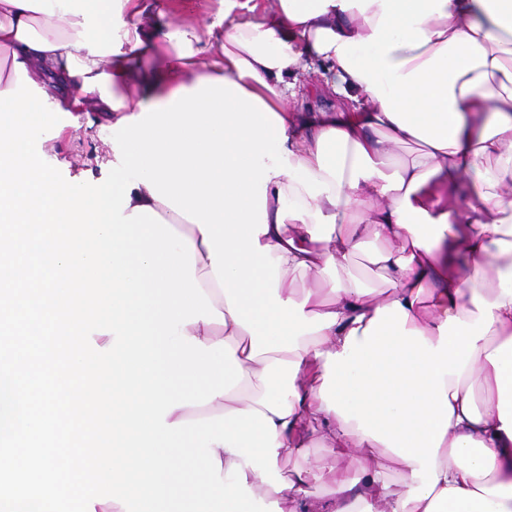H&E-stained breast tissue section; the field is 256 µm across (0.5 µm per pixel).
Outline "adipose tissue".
<instances>
[{
  "instance_id": "adipose-tissue-1",
  "label": "adipose tissue",
  "mask_w": 512,
  "mask_h": 512,
  "mask_svg": "<svg viewBox=\"0 0 512 512\" xmlns=\"http://www.w3.org/2000/svg\"><path fill=\"white\" fill-rule=\"evenodd\" d=\"M159 0H0V91L16 63L72 116L94 106L106 126L167 104L204 79L237 83L282 118L284 148L329 186L310 197L287 175L266 184L267 233L281 299L333 325L297 350L252 356L227 317L183 332L226 341L243 369L227 395L166 420L257 409L276 426L279 459L327 448L360 475L331 476L310 496L311 468L277 491L246 469L255 497L282 512H512V0H224V29L176 33ZM340 100L299 112L288 99L314 63ZM417 146L409 159L398 146ZM195 246V277L228 304L197 224L131 190ZM390 296L336 280L365 238ZM316 286L297 292L293 273ZM395 464L409 483L383 478Z\"/></svg>"
}]
</instances>
